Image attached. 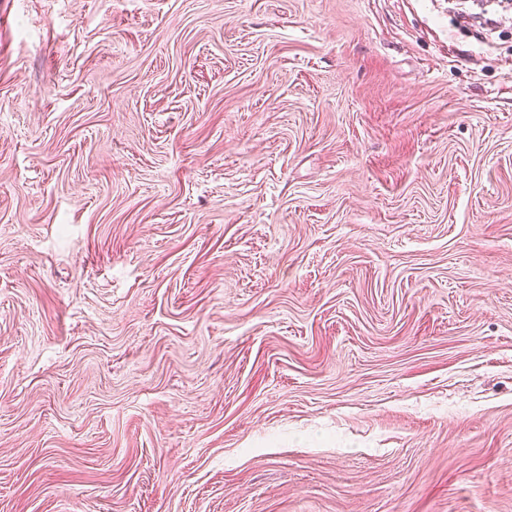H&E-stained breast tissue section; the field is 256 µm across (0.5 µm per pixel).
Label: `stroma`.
<instances>
[{
  "label": "stroma",
  "mask_w": 512,
  "mask_h": 512,
  "mask_svg": "<svg viewBox=\"0 0 512 512\" xmlns=\"http://www.w3.org/2000/svg\"><path fill=\"white\" fill-rule=\"evenodd\" d=\"M0 0V512H512V7Z\"/></svg>",
  "instance_id": "35a3bbf8"
}]
</instances>
